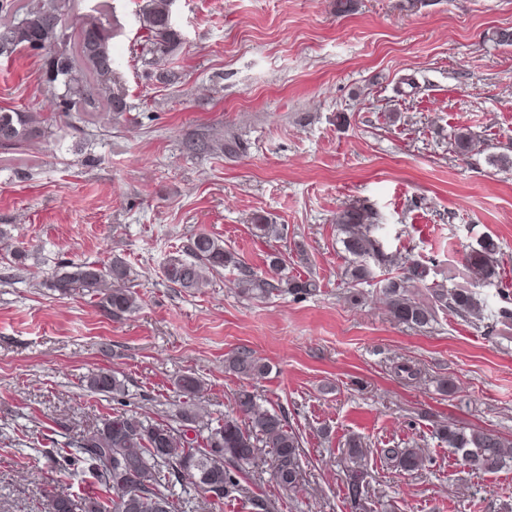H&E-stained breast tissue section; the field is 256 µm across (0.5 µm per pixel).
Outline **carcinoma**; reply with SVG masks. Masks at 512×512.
<instances>
[{"mask_svg":"<svg viewBox=\"0 0 512 512\" xmlns=\"http://www.w3.org/2000/svg\"><path fill=\"white\" fill-rule=\"evenodd\" d=\"M174 0H145L137 13L140 29L146 33L142 53L158 70L164 82L176 80L165 64L182 45V34L173 21ZM73 13L72 0H0V14L14 20L0 24V57L10 58L21 49L44 53L40 80L44 91L56 101L59 116L80 120L106 103L113 118L129 110L122 88L108 85L115 74L116 60L112 40L119 34L117 18ZM74 29L87 33L74 50L67 48ZM54 135L52 124L38 112L0 109V148L12 149L34 138ZM334 222L343 235L344 251L349 255L346 277L354 286L375 284L385 298L391 318L415 329H428L438 312L451 310L482 323L489 317L504 326L512 323V311L502 308L485 315L486 304L477 288L495 283L499 276V242L491 235L480 238L464 254V266L474 276L473 287L435 284L428 299L416 297L415 289L426 285L430 268L409 256L386 252L380 231L379 213L370 205L357 203L336 211ZM239 272V293L248 299L263 300L272 295H313L320 283L312 278H296L283 272L279 259L271 261L270 273L258 275L247 269L224 242L207 233L191 235L187 243L169 256L163 267L164 280L172 288L199 291L211 284L215 275L227 268ZM397 268V274L375 280L374 268ZM50 287L66 297L83 290L99 297V304L115 319L141 307V297L130 286V268L119 256L104 264L69 262L54 269ZM225 366L238 377L254 380L265 374L267 365L243 349L225 359ZM89 391L118 400L125 385L114 373L97 370L86 376ZM176 386L188 399L196 396L201 380L193 373L179 377ZM236 414L218 418L207 427L202 441L188 436V429L168 424H147L137 414L117 411L100 425L70 436L63 458L91 475L103 486L97 496L50 494L44 512H184L183 502L166 484V475L179 480L188 477L194 491L214 504L240 489L239 466L268 457L270 479L285 491L297 488L301 467L299 436L284 417L257 403L254 392L241 388L234 397ZM437 438L464 454L466 464L484 474H496L512 467V457L503 452L511 448L497 433L475 427H460L450 422L436 431ZM382 456L403 472H413L423 464L415 448H382ZM346 499L351 512H364L366 470L364 450L356 439L348 442Z\"/></svg>","mask_w":512,"mask_h":512,"instance_id":"cac0c4a2","label":"carcinoma"}]
</instances>
